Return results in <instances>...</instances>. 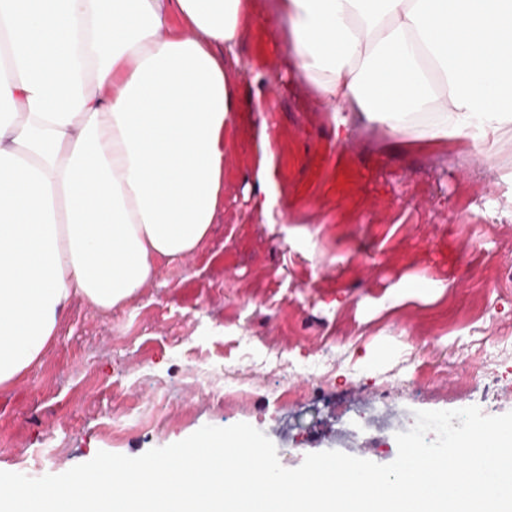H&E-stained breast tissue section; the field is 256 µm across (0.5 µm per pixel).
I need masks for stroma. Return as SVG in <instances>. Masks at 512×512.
<instances>
[{"label": "stroma", "mask_w": 512, "mask_h": 512, "mask_svg": "<svg viewBox=\"0 0 512 512\" xmlns=\"http://www.w3.org/2000/svg\"><path fill=\"white\" fill-rule=\"evenodd\" d=\"M241 55L256 70L229 82L270 110L225 133L224 209L206 245L125 309L70 304L41 365L0 391V471L61 474L101 450L136 457L239 422L288 469L337 449L339 432L348 455L388 464L415 411L512 412V220L484 212L512 193V137L492 168L469 144L360 126L340 146L272 29H246ZM264 131L279 149L267 218L244 200ZM406 276L448 286L391 304ZM484 366L494 397L460 392Z\"/></svg>", "instance_id": "stroma-1"}]
</instances>
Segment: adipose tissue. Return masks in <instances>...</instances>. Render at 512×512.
Returning a JSON list of instances; mask_svg holds the SVG:
<instances>
[{
    "instance_id": "1",
    "label": "adipose tissue",
    "mask_w": 512,
    "mask_h": 512,
    "mask_svg": "<svg viewBox=\"0 0 512 512\" xmlns=\"http://www.w3.org/2000/svg\"><path fill=\"white\" fill-rule=\"evenodd\" d=\"M251 0H0V391L73 300L125 307L224 208V135L262 94L228 81ZM297 81L358 123L494 153L512 133V0H273ZM277 147L262 138L268 214Z\"/></svg>"
}]
</instances>
